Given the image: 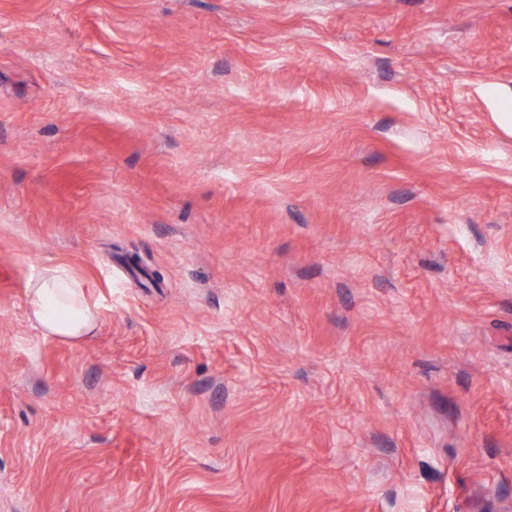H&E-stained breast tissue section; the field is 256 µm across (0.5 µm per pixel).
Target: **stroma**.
<instances>
[{
	"mask_svg": "<svg viewBox=\"0 0 512 512\" xmlns=\"http://www.w3.org/2000/svg\"><path fill=\"white\" fill-rule=\"evenodd\" d=\"M0 512H512V0H0ZM28 307L33 320L52 336L80 338L97 324L96 307L62 265L46 269L29 289Z\"/></svg>",
	"mask_w": 512,
	"mask_h": 512,
	"instance_id": "stroma-1",
	"label": "stroma"
}]
</instances>
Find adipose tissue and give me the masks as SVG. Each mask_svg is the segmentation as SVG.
I'll list each match as a JSON object with an SVG mask.
<instances>
[{
  "mask_svg": "<svg viewBox=\"0 0 512 512\" xmlns=\"http://www.w3.org/2000/svg\"><path fill=\"white\" fill-rule=\"evenodd\" d=\"M28 307L33 320L52 336L79 338L91 334L97 324L95 306L61 265L46 269L29 289Z\"/></svg>",
  "mask_w": 512,
  "mask_h": 512,
  "instance_id": "ef3b65f1",
  "label": "adipose tissue"
}]
</instances>
